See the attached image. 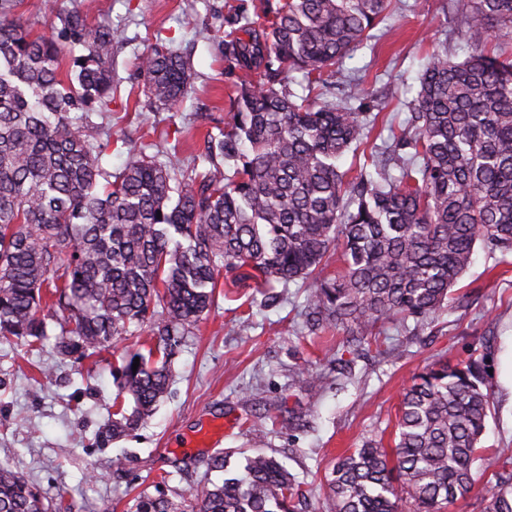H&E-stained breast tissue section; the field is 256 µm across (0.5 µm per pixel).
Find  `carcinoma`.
Listing matches in <instances>:
<instances>
[{"instance_id":"carcinoma-1","label":"carcinoma","mask_w":512,"mask_h":512,"mask_svg":"<svg viewBox=\"0 0 512 512\" xmlns=\"http://www.w3.org/2000/svg\"><path fill=\"white\" fill-rule=\"evenodd\" d=\"M0 0V338L34 346L47 336L45 297L63 312L59 353L99 354L132 325H149L148 354L115 370L131 410L105 438L149 420L172 356L215 302L220 269L263 295L273 283L311 282L304 327L346 333L363 344L377 325L424 324L454 300L476 243L512 254V0H451L470 49L463 60L436 51L419 79L407 124L393 135L409 149L400 174L373 163L351 177L338 160L374 127L365 112L310 101L284 88L287 71L324 83L390 14L391 0H264L265 22L241 3L224 19V62L240 73L224 127L207 135L209 167L191 174L129 148L117 172L103 167L112 138L86 130L112 113L118 31L95 0L54 12L59 37L31 34ZM82 47L63 63L61 44ZM149 99L171 109L191 92L194 71L157 39L136 57ZM233 170L227 176L224 168ZM336 273L324 274L331 251ZM138 368H133L134 359ZM485 353L416 375L398 408L393 452L379 442L336 462L331 512H442L471 493L473 464L492 415ZM495 482L485 512H512V448L481 463ZM245 474L196 487L190 512H297L295 477L265 453ZM0 512H72L0 467ZM135 512H185L162 495Z\"/></svg>"}]
</instances>
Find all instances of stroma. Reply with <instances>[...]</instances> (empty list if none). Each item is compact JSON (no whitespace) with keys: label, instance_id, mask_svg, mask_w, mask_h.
<instances>
[{"label":"stroma","instance_id":"35a3bbf8","mask_svg":"<svg viewBox=\"0 0 512 512\" xmlns=\"http://www.w3.org/2000/svg\"><path fill=\"white\" fill-rule=\"evenodd\" d=\"M237 0H100L122 37L114 47L112 131L119 134L102 158L122 168L128 143L149 145L162 133L179 132L182 168L205 170L197 155L207 132L223 127L224 108L237 78L225 69L223 19ZM449 0H393L387 24L373 31L337 66L327 99L351 111L388 118L390 129L373 130L359 155L345 154L341 169L359 170L364 154L391 156V129L403 127L419 77L434 50L458 58L467 50L455 34ZM194 16V28L184 16ZM190 56L195 90L172 111L154 108L132 61L157 38ZM271 305L237 287L224 273L215 304L191 327L172 359L169 396L147 425L102 441L115 404L131 406L112 373L126 352L148 341L146 327L114 340L101 357H61L53 339L61 313L46 304L51 336L41 346L0 341V465L12 469L49 497L73 503L75 512H134L139 493L162 489L186 502L198 484L221 481L207 459L232 451V470L245 456L276 457L294 475L303 512H328L325 482L339 455L364 440L393 447L400 395L414 375L438 360L464 358L489 339V384L494 411L480 446L485 453L512 447V387L504 366L512 359V255L501 258L476 247L474 262L457 286L459 298L434 322L377 329L378 346L344 353L342 331L311 336L302 328L307 292L299 284H276ZM324 374L321 387L299 381L305 368ZM218 424V440L193 450L183 443ZM122 458V469L111 466Z\"/></svg>","mask_w":512,"mask_h":512}]
</instances>
